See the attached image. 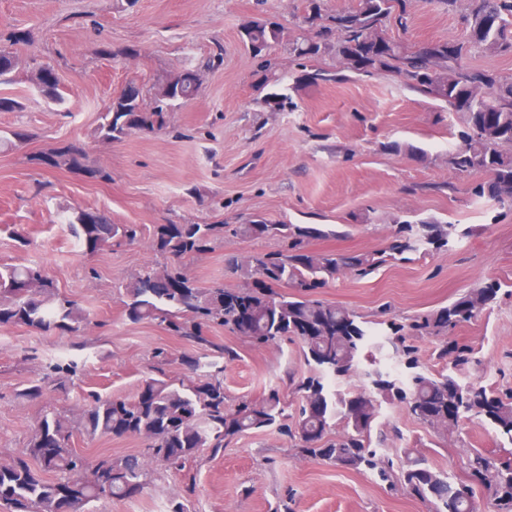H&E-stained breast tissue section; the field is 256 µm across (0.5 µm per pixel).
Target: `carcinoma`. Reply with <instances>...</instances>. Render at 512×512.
Returning <instances> with one entry per match:
<instances>
[{
  "mask_svg": "<svg viewBox=\"0 0 512 512\" xmlns=\"http://www.w3.org/2000/svg\"><path fill=\"white\" fill-rule=\"evenodd\" d=\"M413 5L414 0H356L331 17V25L320 29L318 40L298 34L288 42V54L303 68L306 83L329 81L332 74L312 65V59L333 51L343 68L351 71V58L366 53L367 33L386 34L392 18L407 26ZM461 16L465 31L453 39L456 55L448 56L445 41L413 48L393 39L387 55L371 60L369 69L356 75L391 73L409 90L450 112L458 101L468 100L469 110L462 113V145L451 154L450 164L462 172H491L492 180L472 186V194L512 208V77L460 63L469 53L512 55V0H468ZM244 31L245 44L257 55L281 41L276 25L256 22ZM17 65L18 59L0 48V82L7 81ZM477 85L485 88L480 97L472 95ZM163 91L159 87L151 109L144 106L138 85L123 111L114 112L107 105L95 128L96 138L119 141L134 131L162 127L164 109L179 101L165 97ZM42 160L53 167L109 177L105 170L87 164L86 151L77 144L56 147ZM69 226L88 255L133 243L141 235L137 224H114L102 213L83 209L75 212ZM222 233V224H158L150 247L175 262L185 256L199 258L212 251V242ZM236 233L288 240L283 251L229 259V266L243 279L264 277L260 288L233 292L219 283L199 288L172 264L138 272L124 286L122 304L129 322H155L194 348L193 354L180 359L193 377L169 376L165 366L171 359L159 348L154 352L157 375L142 382L155 396L153 408L141 409L134 396L103 397L89 391L83 395L77 420L65 413L43 416L29 434L23 453L0 462V505L10 512H91L94 502L141 493L155 463L182 471L202 456L223 455L238 435L274 427L304 455L398 482L410 495L430 501L434 512H473L471 501L460 495L447 474L418 459L397 472L387 465L380 449L402 440V431L392 425L374 435L372 425L385 400L400 404L439 435L453 433L466 420L481 418L512 443V395L504 397L479 380L461 378L459 371L469 358L446 341L436 357L446 360L448 354H455L454 368L436 373L420 370L414 346L406 344L411 333L439 335L483 311L496 299L500 285L493 282L473 288L408 325L387 319L377 328L355 312L308 293L326 287L343 270L365 277L391 261L405 260L408 253L445 249L459 236L457 225L400 221L386 249L339 257L304 250L306 239L324 234L316 227L257 219L239 225ZM0 324L73 334L86 327L87 318L76 301L59 292L42 267L1 265ZM224 328L255 345H275L285 339L298 342L309 372L293 381L299 399L295 412L288 413L275 388L234 408L225 405L224 365L237 358V351L209 335ZM374 343L391 350L398 372L360 369L363 351ZM75 375L72 363H49L19 396L33 400L47 388L65 392ZM355 376L363 378L366 388H336V383ZM338 422L343 424L341 435L326 438ZM77 431L92 439H140L146 441V448L117 455L103 452L90 460L72 447ZM84 466L95 469L96 480L77 481ZM41 470L54 473L55 479L44 480ZM470 475L490 491L498 512H512L511 463L499 466L476 452L470 460Z\"/></svg>",
  "mask_w": 512,
  "mask_h": 512,
  "instance_id": "obj_1",
  "label": "carcinoma"
}]
</instances>
